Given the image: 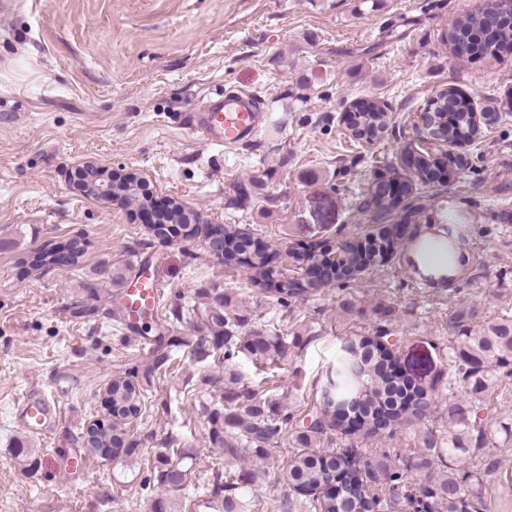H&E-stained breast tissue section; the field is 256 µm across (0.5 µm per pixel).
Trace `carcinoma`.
<instances>
[{"instance_id": "obj_1", "label": "carcinoma", "mask_w": 512, "mask_h": 512, "mask_svg": "<svg viewBox=\"0 0 512 512\" xmlns=\"http://www.w3.org/2000/svg\"><path fill=\"white\" fill-rule=\"evenodd\" d=\"M512 11V0H485L473 13L461 16L448 30V43L453 53L465 57L472 52L475 33L494 29V42L487 54L496 58L512 54V27L505 28L499 17ZM434 110L426 112L430 136L445 143L473 140L482 128L502 120L493 107L482 110L483 121L475 118L470 104L458 99V91L446 88L433 99ZM344 122L354 141L371 142L383 137L392 124L388 107L376 99L352 103ZM442 158L428 151L414 157L417 181L429 184L437 179ZM413 193L408 180L399 182L392 193L390 183L372 181L356 198L357 209L369 211L381 220L392 213L402 197ZM194 218L176 201L157 215L154 229L182 224ZM212 242H224V265L238 263L239 256L250 250L254 235L240 224H195L190 235L197 234ZM466 243L463 232L455 237L423 242L408 258V265L418 266L415 256L435 253L447 258L443 270L447 275L441 283L450 288L469 285L480 278L478 268L469 264L462 252ZM337 257L327 248L313 246L292 255L302 270L301 278H288L271 266L268 250L251 254V280L266 294L273 295L284 307L301 298L319 293L332 284L345 286L370 268L385 262L380 251L362 250L349 242L338 247ZM85 255L84 244L71 240L65 244H49L43 249L24 253L22 267L79 266ZM201 304H189L177 295L171 315L177 322L202 317L209 324V335L191 343V355L202 364L215 357L224 358V395L222 402L208 409V442L219 457L232 461L252 454L258 460L270 458L281 438L293 428L297 415L285 399L274 393V386L245 381L235 368L240 358L254 365H272L288 354V337L265 331L239 335V319L224 311L227 299L216 288L204 290ZM394 308L381 309V324L372 336H355L350 340L343 384L327 382L307 423L297 432V451L290 459L286 478L292 488L290 497L279 501L272 512H491L481 488L492 476L485 463L486 451L495 448L490 432L494 417L491 395L512 379V315L491 322H478L480 309L466 305L452 317V339L448 341V429L439 433L425 432L415 453L425 465L438 462L437 469L421 479L414 471L419 465L406 462L398 465L391 449L376 448L367 456L359 448L317 447L327 431L360 436L365 440L391 434L404 421L427 420L435 408L434 388L425 387L407 378L394 380L386 373L394 354L377 348L376 337L391 336ZM169 369L168 353L155 348L141 362L142 376L150 378ZM137 374L118 376L108 384L111 396L110 415L115 418L105 428L90 424L85 433L90 451L87 458H109L100 454L112 447L115 438H123L124 455L135 458L136 443L124 429L125 422L140 416L146 396L136 383ZM176 436H168L163 447L172 453H160L153 464L148 481L161 489L152 500L151 512H179L178 507L190 498L195 462L183 451L174 448ZM15 459L25 471L37 466L36 450L20 447ZM254 469H233L213 472L207 485V503L214 512H247V498L257 483Z\"/></svg>"}]
</instances>
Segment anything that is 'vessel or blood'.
I'll use <instances>...</instances> for the list:
<instances>
[{"instance_id": "obj_1", "label": "vessel or blood", "mask_w": 512, "mask_h": 512, "mask_svg": "<svg viewBox=\"0 0 512 512\" xmlns=\"http://www.w3.org/2000/svg\"><path fill=\"white\" fill-rule=\"evenodd\" d=\"M264 125L263 113L257 112L252 96L230 93L219 101H206L193 113L189 129L193 135L219 147H237L256 141ZM162 288L157 278L134 277L126 280L118 293L117 313L122 320H132L144 311L160 306ZM20 426L37 437L49 436L57 419L53 400L31 392L16 401Z\"/></svg>"}]
</instances>
